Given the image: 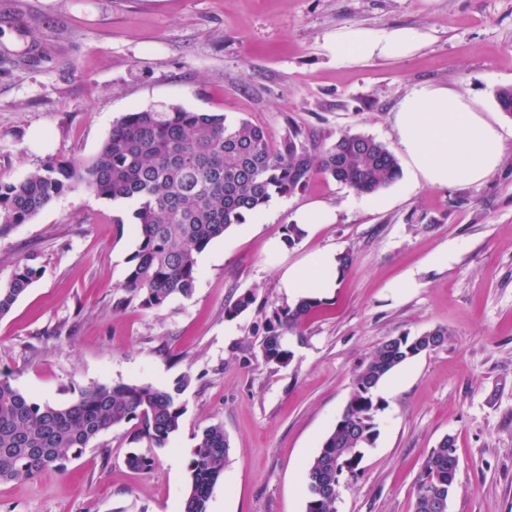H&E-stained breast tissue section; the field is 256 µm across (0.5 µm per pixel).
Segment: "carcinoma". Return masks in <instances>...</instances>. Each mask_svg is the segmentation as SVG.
Masks as SVG:
<instances>
[{
    "mask_svg": "<svg viewBox=\"0 0 512 512\" xmlns=\"http://www.w3.org/2000/svg\"><path fill=\"white\" fill-rule=\"evenodd\" d=\"M20 36L30 37V42L14 63L31 67L52 57L49 41L30 30ZM318 175L357 196H368L397 182L401 166L383 142L362 133L345 131L323 143L290 123L275 142L265 128L246 120L229 122L222 113L174 106L134 109L113 124L92 159H50L21 179H0V236L29 223L69 193L128 202L134 206L138 243L121 284L123 296L113 308L134 302L143 310H159L177 295L192 294L198 255L212 241L273 197L303 191ZM40 276L41 270L25 260L16 264L10 281L0 286V318ZM255 300L254 291L241 293L225 306V317L236 318ZM320 305L319 299L302 296L294 305L273 311L262 328L260 350L266 363L285 367L291 362L288 335L302 336L305 319ZM447 340L443 328L392 337L359 367L343 412L307 466V486L318 483L322 492H307L306 512H336L341 481L336 473H356L365 449L378 436L375 419L383 406L375 392L380 383L421 349L441 347ZM186 386L185 379L171 388L100 385L80 390L66 405H53L33 400L1 374L0 482L62 470L70 455L101 433L131 422L135 440L149 448L167 447L186 412L180 398ZM228 450L223 425L201 430L187 466L182 512H208ZM456 460V448H448V439H442L419 472L415 512H436L423 491L448 488V470Z\"/></svg>",
    "mask_w": 512,
    "mask_h": 512,
    "instance_id": "carcinoma-1",
    "label": "carcinoma"
}]
</instances>
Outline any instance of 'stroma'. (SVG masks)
<instances>
[{"mask_svg":"<svg viewBox=\"0 0 512 512\" xmlns=\"http://www.w3.org/2000/svg\"><path fill=\"white\" fill-rule=\"evenodd\" d=\"M352 26L423 39L406 56L336 62L326 41ZM31 28L57 54L34 69L0 64L5 180L51 157L90 158L123 115L160 105L245 119L276 140L293 122L319 141L350 131L393 150L394 108L421 85L496 114L504 162L448 188L403 172L379 208L315 179L212 242L193 294L152 312L112 307L137 246L128 203L67 194L14 227L0 237V285L20 259L42 271L0 318V372L15 387L62 405L100 385H188L168 447L112 427L66 469L0 484V512H181L196 435L215 423L230 448L210 512H305L307 465L361 363L388 338L435 328L447 343L382 382L378 437L341 481L336 512H414L420 468L448 435L459 457L448 512H512V117L495 99L512 87V0H0V47L20 50L17 32ZM316 201L337 222L266 252ZM322 249L354 262L307 317L291 363L267 364L257 328L292 303L280 270ZM247 290L255 304L225 318ZM133 451L153 466L130 469Z\"/></svg>","mask_w":512,"mask_h":512,"instance_id":"35a3bbf8","label":"stroma"}]
</instances>
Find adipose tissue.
Returning <instances> with one entry per match:
<instances>
[{"mask_svg": "<svg viewBox=\"0 0 512 512\" xmlns=\"http://www.w3.org/2000/svg\"><path fill=\"white\" fill-rule=\"evenodd\" d=\"M421 36L408 29L352 27L336 31L327 49L338 62L410 53ZM395 133L414 174L429 187L479 183L502 164V136L459 91L422 86L404 96L395 109ZM340 277L336 251L319 250L285 268L280 286L289 297L325 296Z\"/></svg>", "mask_w": 512, "mask_h": 512, "instance_id": "adipose-tissue-1", "label": "adipose tissue"}]
</instances>
